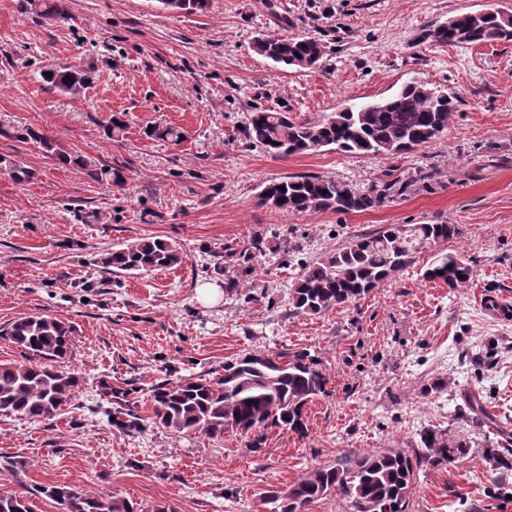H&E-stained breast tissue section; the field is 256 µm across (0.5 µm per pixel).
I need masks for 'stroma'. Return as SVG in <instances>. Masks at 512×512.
I'll return each instance as SVG.
<instances>
[{
	"label": "stroma",
	"mask_w": 512,
	"mask_h": 512,
	"mask_svg": "<svg viewBox=\"0 0 512 512\" xmlns=\"http://www.w3.org/2000/svg\"><path fill=\"white\" fill-rule=\"evenodd\" d=\"M487 0H209L201 13L158 0H0V125L41 128L69 154L122 166L125 186L99 183L0 136V156L33 171L26 183L0 168V327L47 314L74 328L63 370L76 397L45 421L0 418V492L32 494L34 512H61L43 496L58 484L112 493L140 512H268L285 488L349 451L412 448L422 428L465 445L459 462L421 470L411 512H512V43L437 45L424 39L448 17ZM263 35H306L328 49L320 65L276 67L253 49ZM89 71L77 96L49 90L41 71ZM420 79L458 100L440 142L394 156L324 147L275 158L243 129L252 107H284L315 121L353 102L386 98ZM127 130L106 137L112 114ZM173 126L183 139L148 138ZM336 177L382 194L363 211L292 213L258 202L265 182ZM388 224H456L447 252L471 280L455 290L423 273L432 252L390 282L323 314L291 313L299 264L335 253ZM268 248L240 252L255 236ZM160 238L182 265L132 276L102 272V253ZM219 288L215 303L200 285ZM507 304L485 306V297ZM308 350L325 395L307 408L309 433L248 438L177 433L152 420L149 391L166 379L215 378L224 362L261 351ZM129 389L140 428L112 425L101 381ZM502 431L473 419L469 395Z\"/></svg>",
	"instance_id": "35a3bbf8"
}]
</instances>
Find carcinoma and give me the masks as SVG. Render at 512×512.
Segmentation results:
<instances>
[{
    "label": "carcinoma",
    "mask_w": 512,
    "mask_h": 512,
    "mask_svg": "<svg viewBox=\"0 0 512 512\" xmlns=\"http://www.w3.org/2000/svg\"><path fill=\"white\" fill-rule=\"evenodd\" d=\"M437 44H482L512 41V14L489 5L482 13H462L427 33ZM255 51L277 64L310 69L327 54L309 36L267 35L254 41ZM41 79L53 90L76 96L89 82L87 73L71 67L51 70ZM71 81H66V78ZM458 98L441 86L413 80L378 101L351 104L318 120H299L285 110L255 107L244 128L246 140L273 156H288L334 146L352 155H396L435 143L448 133ZM0 135L33 143L60 162L74 166L97 182L121 184V169L97 167L79 155L60 153L42 129L23 126ZM0 167L18 182L34 173L0 157ZM261 205L295 213H349L376 207L381 196L360 193L334 177L293 175L272 180L258 194ZM457 224H388L362 234L343 249L304 265L291 286L289 304L297 314H322L347 304L409 267L417 254L458 237ZM183 253L162 239L120 245L102 254L107 273L137 274L182 263ZM472 267L460 254L439 250L428 280L450 288L467 283ZM73 326L45 314L20 317L0 331L25 352L23 363H0V417L49 420L72 402L80 377L59 370L54 362L73 353ZM328 380L318 360L305 349L276 355L248 352L224 362V375L166 380L150 389L154 422L175 432L211 439L226 433L250 438L254 452L268 434L287 430L308 435L306 407L326 393ZM463 445L432 428L420 432L417 447L349 451L334 464L307 471L293 484L268 492L271 512H306L310 504L334 495L351 512H409L417 474L423 467L457 463ZM62 512H140L134 504L106 494H92L59 484L42 490ZM0 512H32L22 496L0 493Z\"/></svg>",
    "instance_id": "obj_1"
}]
</instances>
